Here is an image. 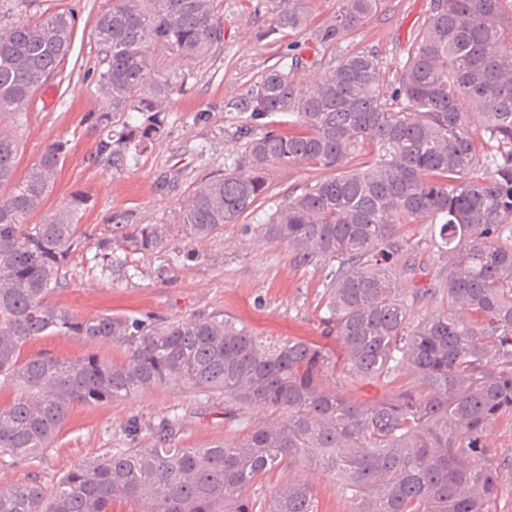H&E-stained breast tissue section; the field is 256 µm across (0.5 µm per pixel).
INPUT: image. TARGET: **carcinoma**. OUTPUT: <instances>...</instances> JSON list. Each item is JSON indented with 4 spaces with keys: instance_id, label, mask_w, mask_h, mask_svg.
<instances>
[{
    "instance_id": "carcinoma-1",
    "label": "carcinoma",
    "mask_w": 512,
    "mask_h": 512,
    "mask_svg": "<svg viewBox=\"0 0 512 512\" xmlns=\"http://www.w3.org/2000/svg\"><path fill=\"white\" fill-rule=\"evenodd\" d=\"M313 0H266L270 37L311 31L334 48L373 16L380 0H333L312 26ZM75 18L56 11L0 28V459L43 454L71 409L122 401L167 384L221 391L224 402L281 413L208 448L171 446L179 420L153 426V448H114L65 474L0 486V512H319L316 492L288 482L265 503L247 490L296 464L336 479L352 512H497L512 459L493 460V424L512 421V0H434L408 50L394 99H385L379 55L359 51L307 81L305 62L266 72L235 103L251 123L242 151L204 176L178 211V231L202 242L239 223L268 192V169L319 165L336 175L280 201L253 226L305 263L332 266L326 332L345 351L342 378L378 381L389 392L359 403L336 390V359L289 340L261 348L247 332L213 319L168 325L121 315L78 318L50 301L79 243L84 200L26 218L51 191L67 143L45 148L15 178L18 130L29 101L72 46ZM110 109L94 114L98 158L128 162L161 132L174 87L155 74L159 55L200 58L223 39L216 0H109L95 23ZM484 117L471 129V112ZM129 113L122 128L112 114ZM275 114L288 130L268 129ZM365 162L355 163L361 154ZM482 171L481 175L474 171ZM429 224L441 266L424 285L404 259L408 227ZM169 224L111 225L104 249L149 255L170 248ZM439 299L411 319L415 302ZM56 334L126 347L120 362L79 363L24 354Z\"/></svg>"
}]
</instances>
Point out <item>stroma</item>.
Listing matches in <instances>:
<instances>
[{"label": "stroma", "mask_w": 512, "mask_h": 512, "mask_svg": "<svg viewBox=\"0 0 512 512\" xmlns=\"http://www.w3.org/2000/svg\"><path fill=\"white\" fill-rule=\"evenodd\" d=\"M259 2L218 0L216 15L224 38L213 53L205 58L161 59L160 72L176 90L162 133L146 151L115 170L96 156L98 132L92 119L104 105L96 85L100 57L95 19L108 0H0L2 26L26 23L64 8L76 16L68 56L29 104L16 174L24 176L50 143L67 142V154L43 208L27 218L28 223L40 224L47 213L68 207L73 197L86 200L77 216L82 244L70 255L65 267L67 285L53 295V302L80 316L114 313L157 324L224 320L247 331L261 346L298 339L340 360L342 344L335 336L325 335L322 325L327 314V267L299 263L285 247L265 241L251 229L282 199L329 177L327 169L271 166L267 198L255 214L226 225L212 239L185 241V249L196 251L197 260L174 264L164 254L128 252L124 255L127 273H112L97 247L109 235V220L115 214L128 216L134 224L174 223L195 184L222 170L225 159L240 151L235 132L246 123L247 115L236 110L237 99L267 71L289 64L291 54L308 61V68L297 73L298 78L307 79L347 54L375 51L386 70L383 92L391 94L407 50L433 8V0H383L375 15L336 48L326 50L306 32L287 30L259 38L266 20L257 9ZM29 349L71 360L90 353L114 360L124 356L117 343L94 344L58 335L39 337ZM166 417L180 420L176 446L204 448L272 420L273 415L248 410L232 422L224 415L223 393L203 395L182 385L156 388L122 402L77 405L42 456L18 464L0 462V485L23 483L35 476L45 487H52L74 466L128 447L132 442L127 432L134 422L142 427L134 443L152 447L149 428ZM290 480L314 485L320 512H351L331 475L299 465L270 474L250 493L262 502Z\"/></svg>", "instance_id": "1"}]
</instances>
